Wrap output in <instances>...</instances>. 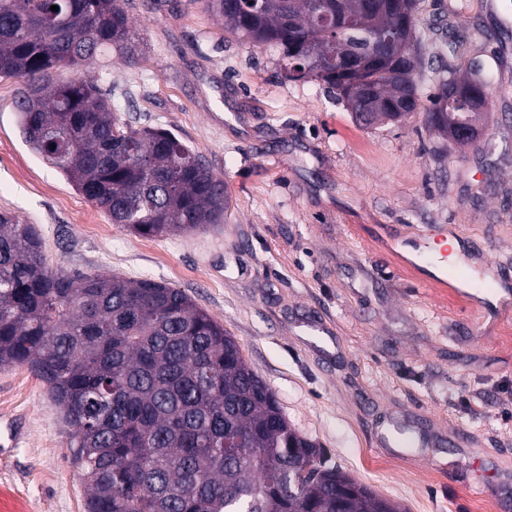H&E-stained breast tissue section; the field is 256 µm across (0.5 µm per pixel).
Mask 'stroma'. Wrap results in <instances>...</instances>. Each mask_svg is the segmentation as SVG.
<instances>
[{
  "mask_svg": "<svg viewBox=\"0 0 512 512\" xmlns=\"http://www.w3.org/2000/svg\"><path fill=\"white\" fill-rule=\"evenodd\" d=\"M136 64L107 59L131 128H162L224 180V221L144 237L111 223L26 144L0 78V213L32 224L47 264L152 279L236 339L290 425L403 512H512V0H417L420 96L481 68L490 110L457 146L424 114L361 125L276 50L225 33L200 0H125ZM455 226L466 262L403 253ZM0 512H86L72 429L28 367H0Z\"/></svg>",
  "mask_w": 512,
  "mask_h": 512,
  "instance_id": "1",
  "label": "stroma"
}]
</instances>
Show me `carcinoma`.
Here are the masks:
<instances>
[{
  "mask_svg": "<svg viewBox=\"0 0 512 512\" xmlns=\"http://www.w3.org/2000/svg\"><path fill=\"white\" fill-rule=\"evenodd\" d=\"M204 0L224 31L280 51L291 80L343 95L373 90L372 108L427 112L443 132L471 103L450 77L421 103L411 31L416 0ZM58 6V11L51 6ZM341 11L339 30L318 15ZM116 52L139 57L123 0H0V76L26 142L114 224L160 236L221 224L224 181L170 132L132 129L96 78H59ZM347 57L363 69L346 72ZM28 366L73 427L87 512H402L327 465L288 423L240 345L183 291L151 279L67 274L46 266L36 229L0 214V367Z\"/></svg>",
  "mask_w": 512,
  "mask_h": 512,
  "instance_id": "obj_1",
  "label": "carcinoma"
}]
</instances>
